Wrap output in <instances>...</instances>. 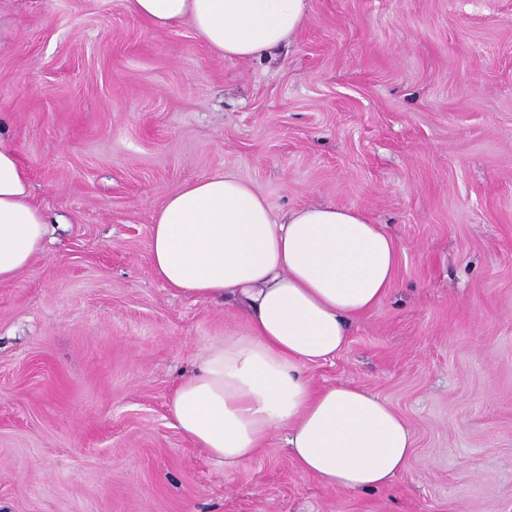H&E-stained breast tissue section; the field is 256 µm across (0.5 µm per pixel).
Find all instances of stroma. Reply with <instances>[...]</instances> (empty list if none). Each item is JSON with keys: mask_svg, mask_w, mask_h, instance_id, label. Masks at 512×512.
Listing matches in <instances>:
<instances>
[{"mask_svg": "<svg viewBox=\"0 0 512 512\" xmlns=\"http://www.w3.org/2000/svg\"><path fill=\"white\" fill-rule=\"evenodd\" d=\"M0 139L50 222L0 285V512H512V0H310L252 60L128 0H0ZM224 172L397 241L382 303L307 369L405 418L389 488L323 487L282 429L229 471L174 427L176 384L247 323L153 275V216Z\"/></svg>", "mask_w": 512, "mask_h": 512, "instance_id": "1", "label": "stroma"}]
</instances>
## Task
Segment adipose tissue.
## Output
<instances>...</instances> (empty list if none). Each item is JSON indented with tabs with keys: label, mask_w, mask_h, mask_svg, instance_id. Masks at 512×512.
Masks as SVG:
<instances>
[{
	"label": "adipose tissue",
	"mask_w": 512,
	"mask_h": 512,
	"mask_svg": "<svg viewBox=\"0 0 512 512\" xmlns=\"http://www.w3.org/2000/svg\"><path fill=\"white\" fill-rule=\"evenodd\" d=\"M159 28L190 22L209 49L250 59L293 42L308 0H129ZM49 226L28 173L0 140V285L43 253ZM154 275L182 294L236 300L248 331L210 345L168 404L175 426L225 469L286 429L291 457L324 487L388 486L408 463L404 419L369 391L319 387L306 374L348 342L352 320L386 297L399 247L357 210L306 206L278 222L263 194L233 174L185 184L156 213Z\"/></svg>",
	"instance_id": "adipose-tissue-1"
}]
</instances>
